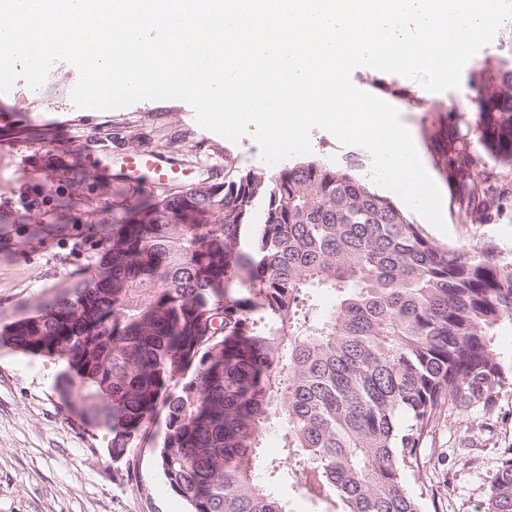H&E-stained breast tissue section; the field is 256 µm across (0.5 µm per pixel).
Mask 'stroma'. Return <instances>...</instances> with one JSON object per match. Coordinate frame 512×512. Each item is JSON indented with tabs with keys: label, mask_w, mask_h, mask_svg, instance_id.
Instances as JSON below:
<instances>
[{
	"label": "stroma",
	"mask_w": 512,
	"mask_h": 512,
	"mask_svg": "<svg viewBox=\"0 0 512 512\" xmlns=\"http://www.w3.org/2000/svg\"><path fill=\"white\" fill-rule=\"evenodd\" d=\"M512 57V18L465 65L460 88L426 91L403 76L365 67L351 80L396 107L416 139L442 196L446 231L418 214L410 219L438 244L479 247L490 242L512 258V191L491 223H465L446 179L449 130L472 125L468 83L473 70ZM40 93L24 81L0 94V330L87 276L98 253L86 240L91 224H108L137 205L145 190L112 191L113 180L87 168L83 154L120 167L133 152L161 153L194 169L209 184L233 172L271 174L251 137L239 143L202 129L180 100L138 102L96 111L76 108L70 92L77 69L56 62ZM65 364L0 343V512H188L167 485L151 451L138 469L112 459L106 428L87 424L56 389ZM512 446V379L485 417L461 411L440 420L421 451L423 467L407 488L427 512H481L499 466Z\"/></svg>",
	"instance_id": "obj_1"
}]
</instances>
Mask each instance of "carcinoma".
Listing matches in <instances>:
<instances>
[{"instance_id": "carcinoma-1", "label": "carcinoma", "mask_w": 512, "mask_h": 512, "mask_svg": "<svg viewBox=\"0 0 512 512\" xmlns=\"http://www.w3.org/2000/svg\"><path fill=\"white\" fill-rule=\"evenodd\" d=\"M470 88L472 132L512 167V58ZM479 163L448 134V181L482 225L508 187L474 179ZM360 166L161 186L91 229L93 273L0 341L63 359L60 393L108 428L112 458L149 442L190 512H292L290 482L326 512H426L406 481L427 436L459 406L490 413L512 374L493 343L512 260L435 243ZM483 512H512V447Z\"/></svg>"}]
</instances>
